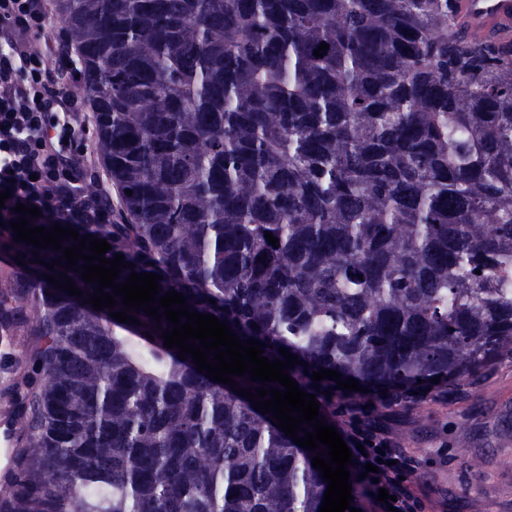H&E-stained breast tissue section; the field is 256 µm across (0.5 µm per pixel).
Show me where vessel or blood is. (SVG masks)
<instances>
[{"mask_svg":"<svg viewBox=\"0 0 512 512\" xmlns=\"http://www.w3.org/2000/svg\"><path fill=\"white\" fill-rule=\"evenodd\" d=\"M454 8L470 35L495 45L512 42V0H456Z\"/></svg>","mask_w":512,"mask_h":512,"instance_id":"vessel-or-blood-1","label":"vessel or blood"}]
</instances>
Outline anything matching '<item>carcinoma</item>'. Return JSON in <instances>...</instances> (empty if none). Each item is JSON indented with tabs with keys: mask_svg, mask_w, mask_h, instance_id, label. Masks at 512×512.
Returning a JSON list of instances; mask_svg holds the SVG:
<instances>
[{
	"mask_svg": "<svg viewBox=\"0 0 512 512\" xmlns=\"http://www.w3.org/2000/svg\"><path fill=\"white\" fill-rule=\"evenodd\" d=\"M56 2L123 218L76 228L135 264L116 283L159 274L289 349L321 413L322 368L402 397L512 358V47L454 0ZM14 238L43 386L0 512H319L314 453L164 347L166 318L94 309Z\"/></svg>",
	"mask_w": 512,
	"mask_h": 512,
	"instance_id": "1",
	"label": "carcinoma"
}]
</instances>
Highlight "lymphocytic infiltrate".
<instances>
[{"mask_svg":"<svg viewBox=\"0 0 512 512\" xmlns=\"http://www.w3.org/2000/svg\"><path fill=\"white\" fill-rule=\"evenodd\" d=\"M45 19L37 0H0V27L17 34L0 46V192L10 194L0 208V222L17 220L15 207L21 203L60 224H108L111 204L85 193L88 163L63 156L56 147V138L74 137L69 122L74 102L52 89L40 56L27 50L29 38L50 41ZM343 432L348 447H364L353 460L364 476L365 494L386 489L396 497L398 512H417L419 502L402 480L405 458L389 430L355 404ZM369 462L378 463L377 478L365 477Z\"/></svg>","mask_w":512,"mask_h":512,"instance_id":"lymphocytic-infiltrate-1","label":"lymphocytic infiltrate"}]
</instances>
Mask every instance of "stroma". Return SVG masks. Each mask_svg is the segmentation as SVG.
<instances>
[{
  "mask_svg": "<svg viewBox=\"0 0 512 512\" xmlns=\"http://www.w3.org/2000/svg\"><path fill=\"white\" fill-rule=\"evenodd\" d=\"M55 51L44 54L65 94L79 101L71 121L78 134L68 146L75 157L97 154L92 114L81 81L60 70ZM42 385L33 345L23 327L14 330L10 349L0 348V428L12 434L0 446V496L7 494L11 460L21 446L9 412ZM376 420L386 426L410 461L407 485L422 512H512V360L498 359L459 382L452 393L435 388L408 402L376 406Z\"/></svg>",
  "mask_w": 512,
  "mask_h": 512,
  "instance_id": "stroma-1",
  "label": "stroma"
}]
</instances>
